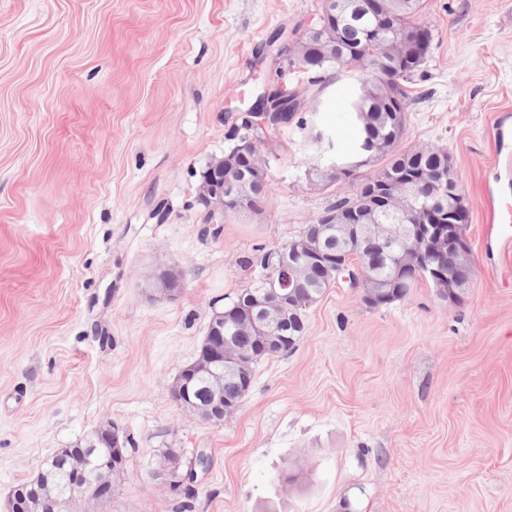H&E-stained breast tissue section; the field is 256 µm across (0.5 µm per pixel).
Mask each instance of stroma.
Here are the masks:
<instances>
[{
  "mask_svg": "<svg viewBox=\"0 0 512 512\" xmlns=\"http://www.w3.org/2000/svg\"><path fill=\"white\" fill-rule=\"evenodd\" d=\"M319 0H0V512L46 458L112 423L126 472L82 512H512V256L487 187L512 109V0H424L435 31L402 143L444 147L470 207L460 302L430 281L371 307L341 281L215 425L169 387L214 311L347 196L310 185L301 136L266 134L265 201L204 221L200 174ZM176 297L147 289L159 263ZM205 449L173 487L166 449Z\"/></svg>",
  "mask_w": 512,
  "mask_h": 512,
  "instance_id": "35a3bbf8",
  "label": "stroma"
}]
</instances>
